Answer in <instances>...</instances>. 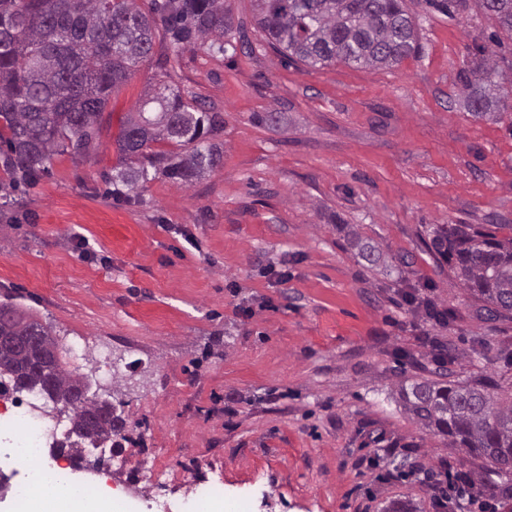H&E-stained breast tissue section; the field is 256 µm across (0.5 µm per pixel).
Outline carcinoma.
I'll return each instance as SVG.
<instances>
[{"mask_svg": "<svg viewBox=\"0 0 512 512\" xmlns=\"http://www.w3.org/2000/svg\"><path fill=\"white\" fill-rule=\"evenodd\" d=\"M495 22V42L512 35V0H478ZM256 24L270 47L308 67L336 62L393 67L416 50L417 30L404 0H255ZM234 28L230 0H152L143 11L137 0H0V166L10 176L3 197L18 180L30 184L48 172L53 156L84 158L104 129L112 90L152 52L162 34L180 51L207 46L224 52ZM462 105L475 117L512 112V80L492 56L463 74ZM224 128L216 109L187 97L173 83L152 88L127 115L116 140L121 164L112 169V195L128 200L149 180V169L192 184L223 165L213 142ZM167 141L179 151L154 152ZM509 224H450L433 228L432 245L472 298L478 317L512 320V236ZM357 256L379 259L375 246L354 236ZM42 337L34 351L0 349V367L23 390L42 389L36 368L56 348L48 327L31 321ZM80 376L54 367L52 389L67 406L73 429L99 448L116 447L112 436L124 420L100 418L88 402L73 404ZM404 410L417 424L448 441L465 462L482 460L498 476L512 474V399L479 383L414 380L399 386Z\"/></svg>", "mask_w": 512, "mask_h": 512, "instance_id": "obj_1", "label": "carcinoma"}]
</instances>
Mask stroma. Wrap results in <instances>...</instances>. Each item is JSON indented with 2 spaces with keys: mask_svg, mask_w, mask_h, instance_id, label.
Returning <instances> with one entry per match:
<instances>
[{
  "mask_svg": "<svg viewBox=\"0 0 512 512\" xmlns=\"http://www.w3.org/2000/svg\"><path fill=\"white\" fill-rule=\"evenodd\" d=\"M231 3L234 50L156 39L113 91L89 156L55 155L0 205V304L59 345L86 340L80 375L96 373L101 345L119 366L95 390L130 421L126 467L63 476L127 512H183L187 491L217 476V512H384L399 499L434 512L443 467L472 466L395 391L446 369L512 394V322L474 315L430 235L512 225V114L475 118L459 104L478 49L512 79V37L490 41L477 0L453 14L405 0L415 54L318 69L267 45L253 0ZM166 78L221 112L224 164L189 186L159 173L116 199L121 124ZM268 112L279 122L261 123ZM348 224L376 264L356 257ZM409 292L455 320L415 314ZM434 339L458 354L448 368ZM147 462L166 472V510L136 480Z\"/></svg>",
  "mask_w": 512,
  "mask_h": 512,
  "instance_id": "1",
  "label": "stroma"
}]
</instances>
